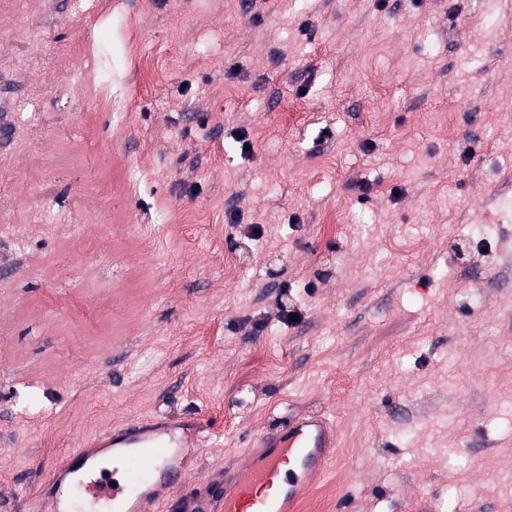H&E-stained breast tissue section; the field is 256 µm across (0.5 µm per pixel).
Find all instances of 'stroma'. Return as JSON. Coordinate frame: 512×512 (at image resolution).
Wrapping results in <instances>:
<instances>
[{
	"instance_id": "1",
	"label": "stroma",
	"mask_w": 512,
	"mask_h": 512,
	"mask_svg": "<svg viewBox=\"0 0 512 512\" xmlns=\"http://www.w3.org/2000/svg\"><path fill=\"white\" fill-rule=\"evenodd\" d=\"M507 236L512 0H0V499L161 416L200 485L317 410L329 512H512Z\"/></svg>"
}]
</instances>
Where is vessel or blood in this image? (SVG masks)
Listing matches in <instances>:
<instances>
[{"mask_svg":"<svg viewBox=\"0 0 512 512\" xmlns=\"http://www.w3.org/2000/svg\"><path fill=\"white\" fill-rule=\"evenodd\" d=\"M202 443L200 420L178 416L138 421L84 440L56 465L51 512H67L74 496L87 512H157L161 506L212 512L216 502L221 512H296L334 456L336 428L317 411L289 416L204 490L184 481ZM107 450L124 461L125 481L100 470L96 455Z\"/></svg>","mask_w":512,"mask_h":512,"instance_id":"1","label":"vessel or blood"}]
</instances>
